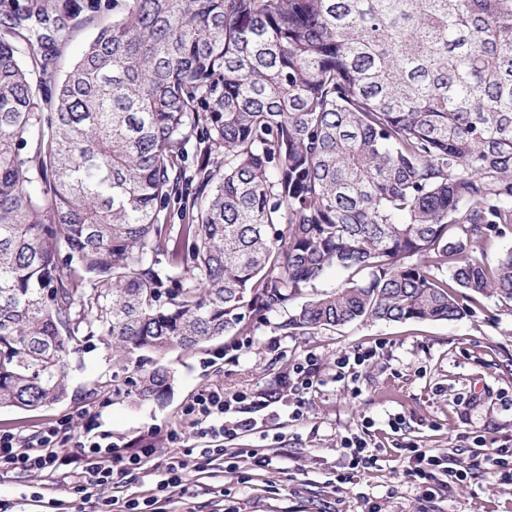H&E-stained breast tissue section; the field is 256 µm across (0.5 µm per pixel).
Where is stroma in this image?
I'll use <instances>...</instances> for the list:
<instances>
[{"instance_id":"stroma-1","label":"stroma","mask_w":512,"mask_h":512,"mask_svg":"<svg viewBox=\"0 0 512 512\" xmlns=\"http://www.w3.org/2000/svg\"><path fill=\"white\" fill-rule=\"evenodd\" d=\"M76 2L89 21L56 46L60 74L73 66L97 28L125 8V0ZM464 305L462 317L450 321L363 319L332 329L289 328V310L274 309L229 336L190 352H171L165 363L174 381L160 403L114 395L112 362L95 341L71 356L64 401L36 410L0 407V432L28 439L67 419L77 430L108 431L113 440L164 448L193 464L199 444L183 409L202 386H221L228 395L271 389L294 364L312 356L319 381L303 396L302 417L292 420L288 407L278 406V419L234 442L238 448L268 449L279 472L244 464L216 474L175 495L168 512H367L374 502L386 512H512V491L489 484L478 465L466 481L423 495L392 446L397 435L443 456L461 448L467 433L512 439V309L479 294ZM369 348L374 356L355 375L337 378L338 356ZM394 416L401 420L396 435L387 425ZM173 430L183 433L184 442H168ZM358 430L375 444V460L352 473L339 493L332 481L346 465L340 441ZM35 492L48 499L70 497L62 478L18 473L0 482V512H44L31 499Z\"/></svg>"}]
</instances>
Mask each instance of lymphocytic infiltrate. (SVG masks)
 <instances>
[{"label": "lymphocytic infiltrate", "instance_id": "1", "mask_svg": "<svg viewBox=\"0 0 512 512\" xmlns=\"http://www.w3.org/2000/svg\"><path fill=\"white\" fill-rule=\"evenodd\" d=\"M281 399L280 392H243L228 397L216 386L199 390L184 409L202 443L199 474H208L214 462L227 455V442L256 430L255 412L265 410L270 418H277L273 406ZM244 409L252 410V417H241ZM475 446L489 479L511 486L512 442L479 438ZM61 447L69 448L68 460L75 465L70 473V488L93 512H159L173 493L185 488L187 464L181 457L159 448L117 443L107 433H81L67 421L25 444L11 433L1 432L0 477L55 471L59 464L57 450ZM397 448L409 460V474L423 491H431L445 479L452 483L465 481L469 475L468 464L460 458L433 456L410 442H398ZM136 480L151 483L149 497L126 495V488Z\"/></svg>", "mask_w": 512, "mask_h": 512}]
</instances>
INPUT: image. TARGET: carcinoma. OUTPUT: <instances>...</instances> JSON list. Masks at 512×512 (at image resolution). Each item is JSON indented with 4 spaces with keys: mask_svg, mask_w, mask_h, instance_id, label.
I'll list each match as a JSON object with an SVG mask.
<instances>
[{
    "mask_svg": "<svg viewBox=\"0 0 512 512\" xmlns=\"http://www.w3.org/2000/svg\"><path fill=\"white\" fill-rule=\"evenodd\" d=\"M79 14L0 10V406L65 400L94 338L160 401L333 266L289 326L512 307V0H126L58 81Z\"/></svg>",
    "mask_w": 512,
    "mask_h": 512,
    "instance_id": "cac0c4a2",
    "label": "carcinoma"
}]
</instances>
